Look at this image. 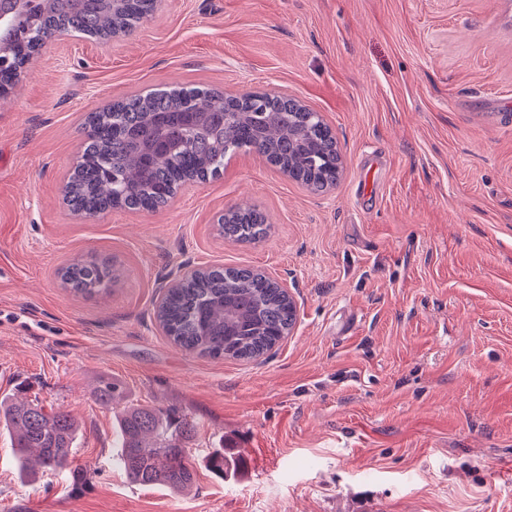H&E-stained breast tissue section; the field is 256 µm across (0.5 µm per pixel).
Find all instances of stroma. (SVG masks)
<instances>
[{
	"instance_id": "obj_1",
	"label": "stroma",
	"mask_w": 512,
	"mask_h": 512,
	"mask_svg": "<svg viewBox=\"0 0 512 512\" xmlns=\"http://www.w3.org/2000/svg\"><path fill=\"white\" fill-rule=\"evenodd\" d=\"M30 65L0 98V396L77 417L88 484L23 481L0 430V512H512V0H161ZM176 84L298 98L338 138V185L311 194L240 152L160 211L75 215L61 184L87 113ZM241 204L268 237L218 235ZM76 256L120 283L73 295ZM213 264L286 281L297 321L269 355L189 354L159 328L168 279ZM103 376L196 421L190 492L113 464ZM218 448L235 477L207 468Z\"/></svg>"
}]
</instances>
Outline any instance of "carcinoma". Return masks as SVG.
<instances>
[{"instance_id": "obj_1", "label": "carcinoma", "mask_w": 512, "mask_h": 512, "mask_svg": "<svg viewBox=\"0 0 512 512\" xmlns=\"http://www.w3.org/2000/svg\"><path fill=\"white\" fill-rule=\"evenodd\" d=\"M157 0H55L40 13L48 35L71 29L93 38L127 32L152 14ZM41 40L23 38L11 47V65L0 69V88L15 86L24 65ZM161 115L164 131L180 150L147 157ZM88 133L81 159L67 184L73 211L89 217L116 206L131 211L166 207L187 183L219 175L224 159L253 149L272 166L312 192L336 184L339 171L322 162L340 163L336 137L323 119L298 100L275 93L226 95L197 87H166L134 94L85 120ZM270 229L268 217L254 207L224 215L219 233L237 241H253ZM120 269L95 258L77 257L60 271L64 287L80 295L105 294L119 283ZM165 335L177 346L201 356L256 360L270 352L296 321V306L286 291L262 271L250 267L214 266L169 289L156 310ZM95 400L110 406L125 402L115 417L121 439L119 467L139 486H163L172 492L189 489L196 471L189 443L196 423L174 409L127 401L123 387L99 380ZM0 429L14 438L19 473L28 474L27 454L47 470L66 469L76 485L85 476L71 467L80 436L76 418L63 409H46L15 396L0 399ZM224 475L231 470L224 451L207 460Z\"/></svg>"}]
</instances>
